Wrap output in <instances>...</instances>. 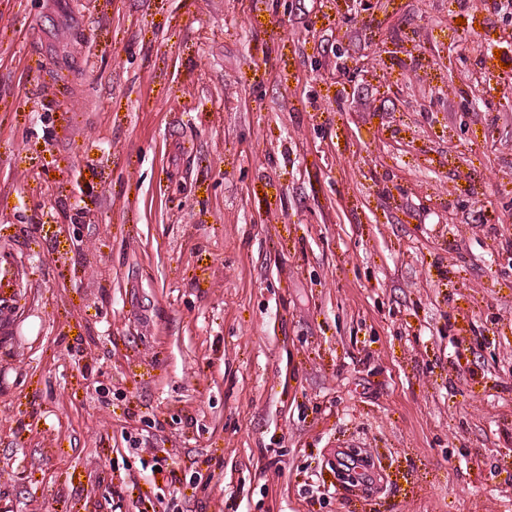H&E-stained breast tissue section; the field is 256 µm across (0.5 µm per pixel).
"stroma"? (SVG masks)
<instances>
[{"label": "stroma", "instance_id": "obj_1", "mask_svg": "<svg viewBox=\"0 0 512 512\" xmlns=\"http://www.w3.org/2000/svg\"><path fill=\"white\" fill-rule=\"evenodd\" d=\"M502 29L0 0V512H512Z\"/></svg>", "mask_w": 512, "mask_h": 512}]
</instances>
